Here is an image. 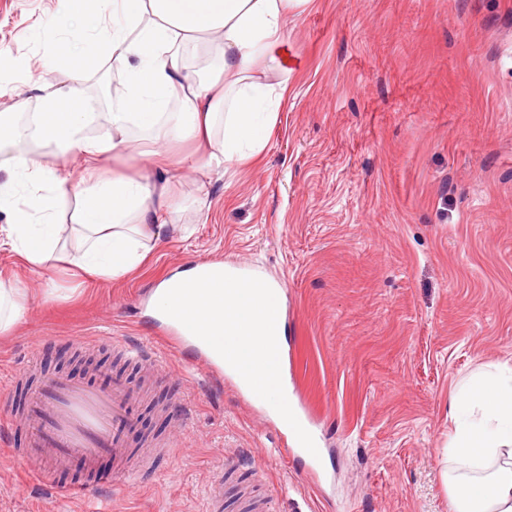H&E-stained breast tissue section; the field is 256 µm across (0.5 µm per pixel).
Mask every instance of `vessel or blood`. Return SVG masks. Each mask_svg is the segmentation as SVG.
<instances>
[{"mask_svg": "<svg viewBox=\"0 0 512 512\" xmlns=\"http://www.w3.org/2000/svg\"><path fill=\"white\" fill-rule=\"evenodd\" d=\"M35 400L14 407L0 430L11 433L25 430L26 446L10 451L9 463L46 487L60 501L89 492L123 487L148 468L150 456L134 457L126 443V433L136 423L132 401L134 391L120 376L107 377L105 383L92 384L67 374L39 380ZM111 457L113 471H98L102 457ZM82 462L88 482L73 483L57 479L56 472L68 460Z\"/></svg>", "mask_w": 512, "mask_h": 512, "instance_id": "1", "label": "vessel or blood"}]
</instances>
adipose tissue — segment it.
I'll list each match as a JSON object with an SVG mask.
<instances>
[{
    "label": "adipose tissue",
    "instance_id": "adipose-tissue-1",
    "mask_svg": "<svg viewBox=\"0 0 512 512\" xmlns=\"http://www.w3.org/2000/svg\"><path fill=\"white\" fill-rule=\"evenodd\" d=\"M302 0H63L70 32L58 48L73 57L97 49L122 72L108 125L93 120L77 88L43 87L28 127L0 113V246L31 267L67 265L81 283L115 281L136 270L175 229L166 184L143 176H98L112 154L134 157L131 129L146 131L157 168L193 170L197 188L214 174L260 157L288 96V14ZM198 52L195 75L187 50ZM80 158L79 172L52 169L23 149L26 137ZM207 142L201 155L171 158L173 140ZM75 199L71 225L55 216ZM448 460L464 468L450 478L455 512H512V364L475 374L453 398Z\"/></svg>",
    "mask_w": 512,
    "mask_h": 512
}]
</instances>
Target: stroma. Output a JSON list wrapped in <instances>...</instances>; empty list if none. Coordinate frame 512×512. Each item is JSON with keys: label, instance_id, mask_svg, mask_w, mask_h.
Segmentation results:
<instances>
[{"label": "stroma", "instance_id": "stroma-1", "mask_svg": "<svg viewBox=\"0 0 512 512\" xmlns=\"http://www.w3.org/2000/svg\"><path fill=\"white\" fill-rule=\"evenodd\" d=\"M61 8L0 0V111L35 105L36 85L74 84L94 136L120 76L107 56L41 68L65 36L44 28ZM288 49V98L257 162L199 192L188 173L151 171L136 128L142 156L106 161L108 174L175 182L188 227L129 276L77 288L0 247V277L29 295L0 334V419L22 367L85 378L97 365L136 392L129 447L180 449L114 497L72 502L0 467V512H206L216 491L224 512H245V487L268 512H454L443 450L455 388L512 360V0H313L289 15ZM203 260L281 282L285 375L317 416L319 464L285 454L271 406L201 382L165 345L155 366L119 352L157 332L156 284ZM72 336L116 346L81 354Z\"/></svg>", "mask_w": 512, "mask_h": 512}]
</instances>
